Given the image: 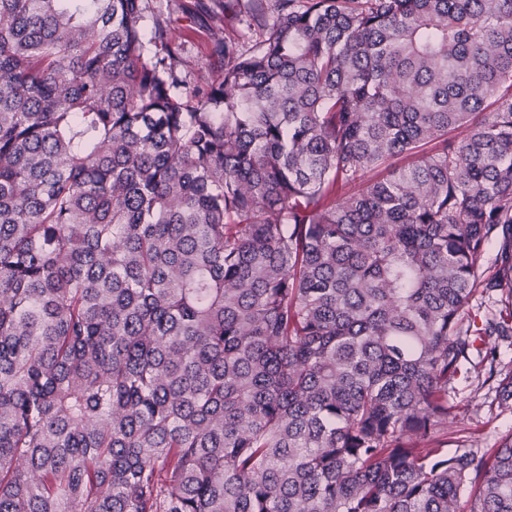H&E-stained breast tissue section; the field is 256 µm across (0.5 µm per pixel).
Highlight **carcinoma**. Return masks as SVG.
I'll return each mask as SVG.
<instances>
[{
    "instance_id": "cac0c4a2",
    "label": "carcinoma",
    "mask_w": 512,
    "mask_h": 512,
    "mask_svg": "<svg viewBox=\"0 0 512 512\" xmlns=\"http://www.w3.org/2000/svg\"><path fill=\"white\" fill-rule=\"evenodd\" d=\"M234 3L191 85L147 0H0V512H512V438L439 442L512 341L459 326L512 293V0ZM512 312V301L507 292H493L490 294L477 293L460 315V323L466 327L474 319H483L485 315H499L500 311Z\"/></svg>"
}]
</instances>
